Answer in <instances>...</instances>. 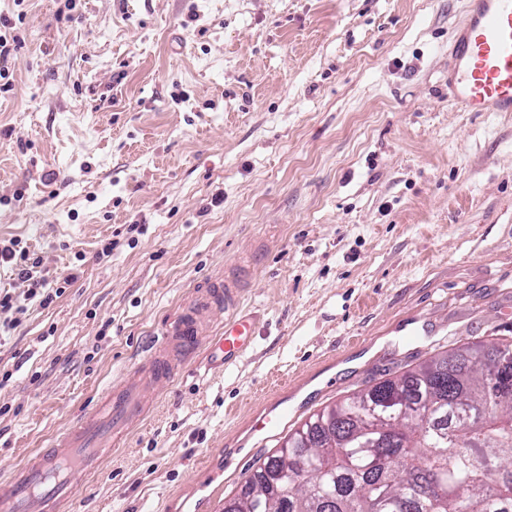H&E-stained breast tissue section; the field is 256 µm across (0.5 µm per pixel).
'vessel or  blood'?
Here are the masks:
<instances>
[{
  "label": "vessel or blood",
  "instance_id": "1",
  "mask_svg": "<svg viewBox=\"0 0 512 512\" xmlns=\"http://www.w3.org/2000/svg\"><path fill=\"white\" fill-rule=\"evenodd\" d=\"M451 100L467 112H512V0H468L451 34ZM238 278L219 276L197 290L168 320L146 361L91 411L70 425L52 447L27 457L0 480V512H74L77 491L103 456L120 448L146 416L159 390L173 383L199 350L232 360L253 336L248 319L233 315ZM227 311L223 325L214 315Z\"/></svg>",
  "mask_w": 512,
  "mask_h": 512
}]
</instances>
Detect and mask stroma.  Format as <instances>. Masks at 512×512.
<instances>
[{"label": "stroma", "mask_w": 512, "mask_h": 512, "mask_svg": "<svg viewBox=\"0 0 512 512\" xmlns=\"http://www.w3.org/2000/svg\"><path fill=\"white\" fill-rule=\"evenodd\" d=\"M465 0H0V475L218 274L254 342L200 352L76 512H193L299 425L462 339L512 337V113L448 98ZM221 205H213L215 196Z\"/></svg>", "instance_id": "stroma-1"}]
</instances>
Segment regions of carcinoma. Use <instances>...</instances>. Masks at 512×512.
Wrapping results in <instances>:
<instances>
[{"label":"carcinoma","instance_id":"1","mask_svg":"<svg viewBox=\"0 0 512 512\" xmlns=\"http://www.w3.org/2000/svg\"><path fill=\"white\" fill-rule=\"evenodd\" d=\"M512 339L464 342L288 432L224 512H512Z\"/></svg>","mask_w":512,"mask_h":512}]
</instances>
